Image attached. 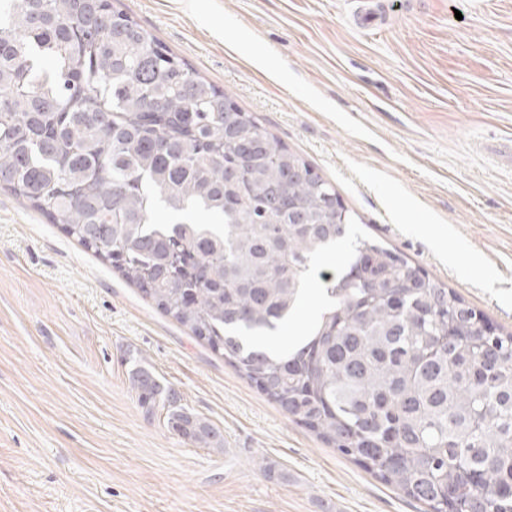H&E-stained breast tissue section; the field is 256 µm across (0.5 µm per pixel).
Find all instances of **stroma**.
Listing matches in <instances>:
<instances>
[{
    "instance_id": "35a3bbf8",
    "label": "stroma",
    "mask_w": 512,
    "mask_h": 512,
    "mask_svg": "<svg viewBox=\"0 0 512 512\" xmlns=\"http://www.w3.org/2000/svg\"><path fill=\"white\" fill-rule=\"evenodd\" d=\"M114 5L329 180L361 233L512 331V0ZM136 357L223 448L143 413ZM423 510L0 190V512Z\"/></svg>"
}]
</instances>
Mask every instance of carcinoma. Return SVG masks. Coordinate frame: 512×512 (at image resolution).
Masks as SVG:
<instances>
[{
    "instance_id": "obj_1",
    "label": "carcinoma",
    "mask_w": 512,
    "mask_h": 512,
    "mask_svg": "<svg viewBox=\"0 0 512 512\" xmlns=\"http://www.w3.org/2000/svg\"><path fill=\"white\" fill-rule=\"evenodd\" d=\"M0 188L424 512H512V332L351 239L335 186L112 0H0ZM314 274L305 337L253 344ZM131 385L146 415L224 447L149 369Z\"/></svg>"
}]
</instances>
